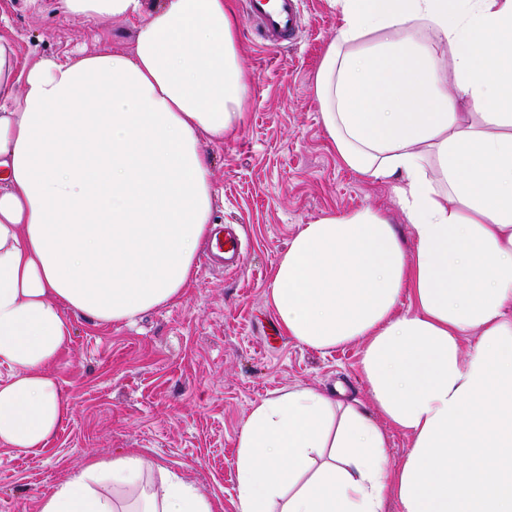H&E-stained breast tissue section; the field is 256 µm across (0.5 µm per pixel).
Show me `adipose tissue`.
I'll return each mask as SVG.
<instances>
[{
	"instance_id": "1",
	"label": "adipose tissue",
	"mask_w": 512,
	"mask_h": 512,
	"mask_svg": "<svg viewBox=\"0 0 512 512\" xmlns=\"http://www.w3.org/2000/svg\"><path fill=\"white\" fill-rule=\"evenodd\" d=\"M54 2L137 25L132 48L26 64L0 35V445L30 452L70 413L50 372L69 314L132 324L191 284L215 207L201 142L237 131L247 93L233 0ZM330 2L325 128L343 166L393 184L416 247L372 208L299 225L268 301L298 343L361 342L379 416L311 387L254 405L238 512H512V0ZM392 428L411 440L395 466ZM37 512L223 507L132 449Z\"/></svg>"
}]
</instances>
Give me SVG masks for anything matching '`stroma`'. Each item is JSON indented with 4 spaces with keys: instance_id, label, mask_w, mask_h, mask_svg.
Masks as SVG:
<instances>
[{
    "instance_id": "obj_1",
    "label": "stroma",
    "mask_w": 512,
    "mask_h": 512,
    "mask_svg": "<svg viewBox=\"0 0 512 512\" xmlns=\"http://www.w3.org/2000/svg\"><path fill=\"white\" fill-rule=\"evenodd\" d=\"M20 60L131 47V19L85 21L0 0ZM339 18L329 0H302L295 41L272 45L240 23L245 121L224 143L202 142L212 163L214 221L241 227L238 272L197 259L190 288L133 325L71 316L70 344L51 368L70 416L48 448L0 446V512H36L39 499L91 455L139 448L236 512L235 456L254 404L301 385L375 407L361 345L324 354L285 335L268 302L274 268L298 225L371 207L415 243L391 184L345 168L315 96V76Z\"/></svg>"
}]
</instances>
